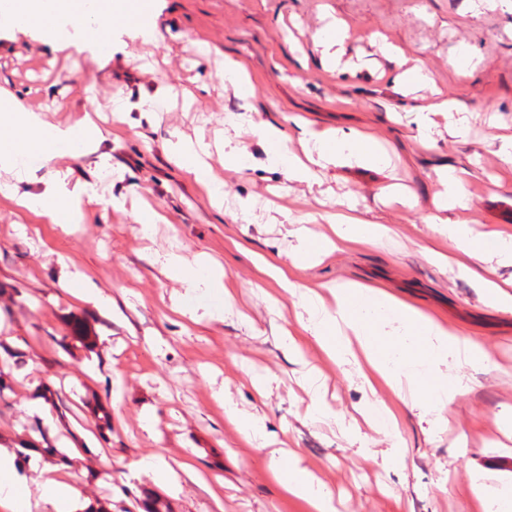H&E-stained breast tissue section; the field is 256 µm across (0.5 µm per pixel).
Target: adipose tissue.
Segmentation results:
<instances>
[{
	"mask_svg": "<svg viewBox=\"0 0 512 512\" xmlns=\"http://www.w3.org/2000/svg\"><path fill=\"white\" fill-rule=\"evenodd\" d=\"M148 9L147 0H95L91 7L85 0H0V16L11 27L37 29L62 47L66 41L59 37L58 26L65 23L83 34L95 52L101 43L111 42L112 28L117 24L134 28L144 41H154L156 26L138 20ZM225 122L244 129L262 146L267 166L298 184L311 183L318 171L337 165H379L389 160L388 153L368 132L298 124L299 137L306 146L300 158L290 151L283 124L235 113ZM2 127L7 133L0 135V170L15 180L10 190L17 205L59 221L64 229L82 223L85 203L98 197L95 185L70 182L66 174L49 171L48 165L63 146L89 154L93 144L103 140L102 130L86 117L68 125L48 122L43 113L26 108L0 90ZM165 151L183 175L202 186L215 201L224 191L209 164L212 154H219L227 169L244 171L251 167L245 147L227 138L208 141L174 132L165 141ZM42 169L47 172L42 191H20V183ZM439 179L443 191L433 201V213L424 218L429 237L447 239L467 255V262L458 264L457 270L482 289L487 306L512 312V278L501 281L496 275L498 267H512V234L481 231L467 219L449 218V211L467 209L468 201L454 168L443 167ZM334 222L335 235L329 238L310 236L302 221H292L290 234L298 245L290 256L291 263L316 262L342 242L377 246L392 234L387 225L357 213L337 215ZM156 261L180 287L173 299L176 312L195 322L223 320L231 295L222 265L203 253L187 260L175 247L157 255ZM260 266L284 295L295 299L297 307L306 312V329L331 361L343 366L349 364L353 353H360L367 373L380 377L394 391L407 393L409 408L429 416L431 427H442L444 408L468 390L463 377L449 376V363L476 366L491 359L484 346L462 340L456 331L386 290L354 280L322 281L301 290L289 280L288 265L264 260ZM29 470V475L19 474L15 456L0 454V507L5 512H84L68 472L34 463ZM276 470L286 493L306 502L312 512H335L330 494L322 490L313 472L302 467L297 453L277 462Z\"/></svg>",
	"mask_w": 512,
	"mask_h": 512,
	"instance_id": "ef3b65f1",
	"label": "adipose tissue"
}]
</instances>
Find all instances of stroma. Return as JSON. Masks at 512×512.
I'll list each match as a JSON object with an SVG mask.
<instances>
[{"instance_id": "35a3bbf8", "label": "stroma", "mask_w": 512, "mask_h": 512, "mask_svg": "<svg viewBox=\"0 0 512 512\" xmlns=\"http://www.w3.org/2000/svg\"><path fill=\"white\" fill-rule=\"evenodd\" d=\"M159 37L143 43L124 26L112 29V56L91 51L81 33L54 50L35 30L0 27V87L54 123L73 120L93 102L91 118L107 134V170L96 154L62 162L70 181L97 183L103 202L86 205L85 223L63 232L47 216L19 211L0 194V448L47 435L70 453L81 502L103 503L109 512H145L155 493L173 512H308L285 493L274 469L282 447L304 464L333 495L336 512H494L491 501L469 492L480 472L512 481V432L500 430L512 414V313L486 306L482 291L455 272L435 265L427 246L448 254L447 241H429L422 216L433 208L441 185L437 173L454 167L469 198L468 216L482 230L512 231V171L498 160L500 138L512 135V0H150ZM343 18L350 39L338 69L322 64L313 35L329 15ZM402 45L409 60L428 62L444 97L464 113L437 116L436 148L417 144L410 99L396 70L378 50L376 35ZM211 46L200 54L198 42ZM473 49L472 71L457 76L448 56ZM248 66L253 93L239 96L225 85V54ZM174 96L158 118L142 113L141 99ZM126 122H112L116 107ZM254 119L298 117L319 128L368 131L393 154L390 166H338L310 186L289 183L265 166L255 141H247L251 169L221 171L224 206L212 207L204 191L169 165L163 143L172 131L194 136H232L226 113ZM467 121L466 140L450 136ZM408 185L415 209L389 204L381 190ZM256 204L243 216L238 199ZM309 218L310 229L329 233L325 213L356 207L390 226L380 247L347 243L313 265L289 267L301 285L355 279L385 289L464 339L487 348L490 363L450 365L464 373L469 389L448 406L447 423L429 430L383 382L368 386L354 370H341L299 325L292 308L277 309L268 297L277 284L253 263L257 254L285 262L297 245L274 220L277 206ZM164 214L152 237L136 220L144 207ZM177 238L187 256L204 252L232 278L234 309L220 322H189L171 309L177 291L154 263V255ZM84 270L112 299L111 311L72 297L60 285V263ZM85 322L93 350H67L61 339L68 320ZM291 330L298 348L282 340ZM23 354L15 366L9 350ZM95 362V375L83 371ZM272 379L257 393L248 377ZM64 413L47 430L25 401L44 388ZM224 401H217L216 392ZM323 400L336 418H317ZM399 418V436L367 431V449L350 444L343 422L373 401ZM265 418L267 442L241 437L225 402ZM104 407L112 427L102 430L93 414ZM400 448L403 463L386 462ZM158 455L171 466L191 462L180 486L158 485L134 474L142 458Z\"/></svg>"}]
</instances>
